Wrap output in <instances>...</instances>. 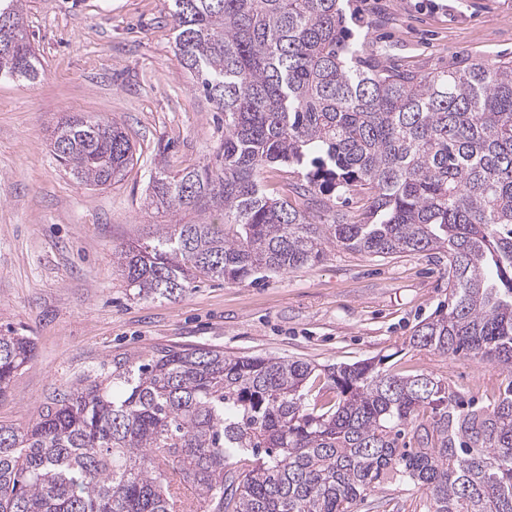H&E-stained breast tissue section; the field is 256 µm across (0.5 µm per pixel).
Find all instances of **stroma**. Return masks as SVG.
I'll list each match as a JSON object with an SVG mask.
<instances>
[{
	"instance_id": "obj_1",
	"label": "stroma",
	"mask_w": 512,
	"mask_h": 512,
	"mask_svg": "<svg viewBox=\"0 0 512 512\" xmlns=\"http://www.w3.org/2000/svg\"><path fill=\"white\" fill-rule=\"evenodd\" d=\"M343 7L369 59L386 52L422 74L512 60V0ZM25 25L44 77L0 81V330L32 337L36 352L0 396V423H29L79 380L164 345L337 365L385 355L392 371L432 375L463 399L497 397L501 376L489 364L409 344L448 301L443 251L383 258L331 246L300 270L139 298L113 253L156 235L150 175L208 160L224 123L176 57L168 0H28ZM73 112L125 129L138 160L121 181L87 186L54 160L53 131ZM421 500V490L396 484L356 512H420Z\"/></svg>"
}]
</instances>
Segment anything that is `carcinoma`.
Masks as SVG:
<instances>
[{"label":"carcinoma","instance_id":"cac0c4a2","mask_svg":"<svg viewBox=\"0 0 512 512\" xmlns=\"http://www.w3.org/2000/svg\"><path fill=\"white\" fill-rule=\"evenodd\" d=\"M26 0H0V81L42 73ZM175 52L224 114L213 158L150 176V245L115 263L136 295L242 283L320 262L335 244L376 256L448 253V312L413 348L473 355L503 376L487 407L382 359L314 364L162 347L70 388L25 425L0 424V512H355L392 483L424 512H512V61L422 75L362 60L341 0H171ZM54 158L106 186L135 147L113 121L60 123ZM271 164L305 182L268 194ZM368 194L362 217L331 196ZM197 214L194 224L171 218ZM35 356L0 335V396Z\"/></svg>","mask_w":512,"mask_h":512}]
</instances>
